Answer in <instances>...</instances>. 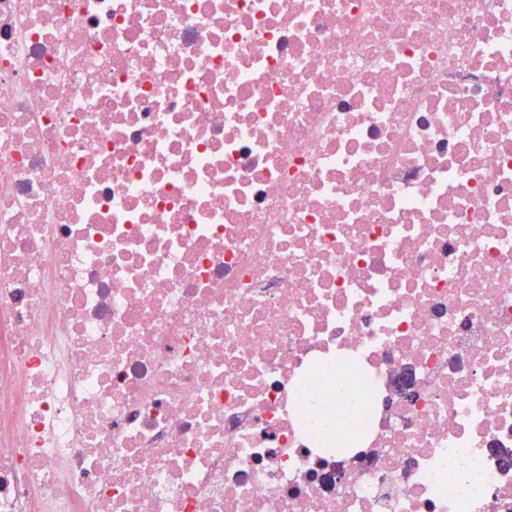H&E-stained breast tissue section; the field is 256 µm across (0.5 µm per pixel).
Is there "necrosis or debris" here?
<instances>
[{"mask_svg":"<svg viewBox=\"0 0 512 512\" xmlns=\"http://www.w3.org/2000/svg\"><path fill=\"white\" fill-rule=\"evenodd\" d=\"M0 512H512V0H0Z\"/></svg>","mask_w":512,"mask_h":512,"instance_id":"necrosis-or-debris-1","label":"necrosis or debris"}]
</instances>
